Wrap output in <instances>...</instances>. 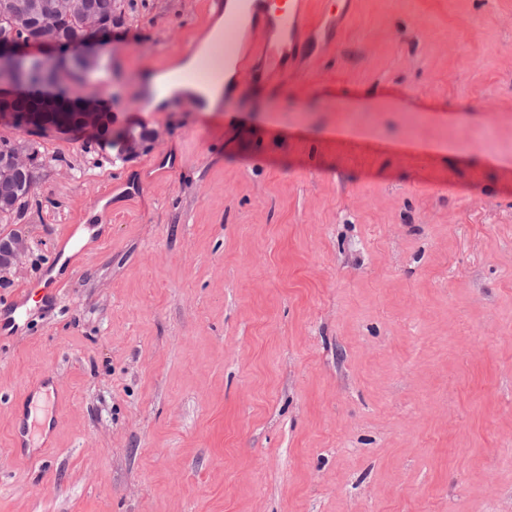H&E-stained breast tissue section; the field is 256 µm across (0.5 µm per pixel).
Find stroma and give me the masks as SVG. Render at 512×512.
<instances>
[{
  "instance_id": "1",
  "label": "stroma",
  "mask_w": 512,
  "mask_h": 512,
  "mask_svg": "<svg viewBox=\"0 0 512 512\" xmlns=\"http://www.w3.org/2000/svg\"><path fill=\"white\" fill-rule=\"evenodd\" d=\"M121 2L63 82L111 124L41 138L0 223L29 245L0 307L34 300L0 342V512H512V0H351L220 112L137 109L209 0ZM49 370L50 445L12 451Z\"/></svg>"
}]
</instances>
